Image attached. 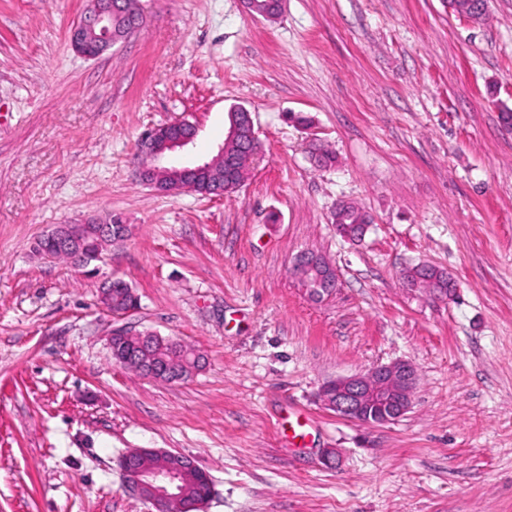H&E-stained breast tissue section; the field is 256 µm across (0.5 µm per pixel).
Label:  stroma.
<instances>
[{"mask_svg": "<svg viewBox=\"0 0 512 512\" xmlns=\"http://www.w3.org/2000/svg\"><path fill=\"white\" fill-rule=\"evenodd\" d=\"M87 6L0 0V512H150L117 466L131 448L191 456L203 512H512V0L481 26L446 0H286L273 23L242 0H139L142 26L95 59L69 39ZM235 104L261 144L236 193L141 182L145 132L189 120L176 159L205 160ZM341 200L373 217L361 242L329 222ZM88 218L132 228L98 273L36 256ZM303 251L336 271L323 301L290 275ZM417 264L455 295L407 288ZM107 279L138 309L112 315ZM120 326L204 362L140 377L112 358ZM396 360L419 375L398 421L319 401Z\"/></svg>", "mask_w": 512, "mask_h": 512, "instance_id": "35a3bbf8", "label": "stroma"}]
</instances>
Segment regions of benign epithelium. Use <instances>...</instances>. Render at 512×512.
Returning a JSON list of instances; mask_svg holds the SVG:
<instances>
[{
  "instance_id": "1",
  "label": "benign epithelium",
  "mask_w": 512,
  "mask_h": 512,
  "mask_svg": "<svg viewBox=\"0 0 512 512\" xmlns=\"http://www.w3.org/2000/svg\"><path fill=\"white\" fill-rule=\"evenodd\" d=\"M119 2L121 0H91L90 6L71 29V44L78 54L94 58L121 40L112 28ZM194 142L193 136L162 139L152 131L142 142V147L148 157L168 167L179 180V189L188 191L192 175L206 163L176 164L172 155L190 149ZM84 239L82 224H62L48 235V243L68 250L78 267H86L100 259V256L87 252ZM321 269L320 254L303 252L293 261L290 275L311 298L321 299L336 288V276L331 272L323 273ZM138 370L141 375L154 380L162 377L172 382L183 380L177 369L157 358L140 360ZM417 383L418 374L413 364L397 360L329 380L321 387L319 397L324 406L340 417L369 423L371 416L376 415L378 420L374 424L384 425L398 420L411 409ZM147 452V448L127 450L119 459V468L126 488L156 512H162L165 504L180 498L183 476L198 465L182 453L159 449L157 453L164 456L162 463L144 467L140 459Z\"/></svg>"
}]
</instances>
